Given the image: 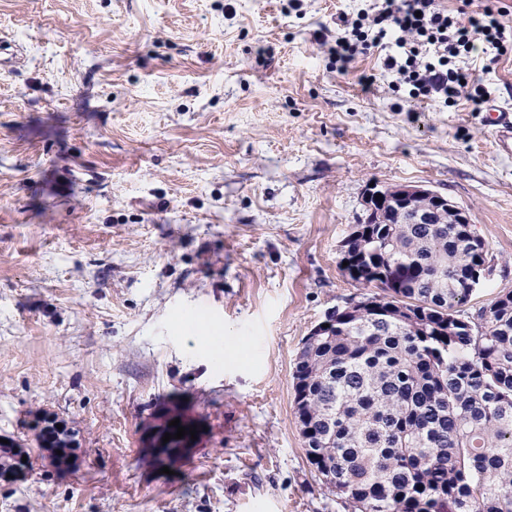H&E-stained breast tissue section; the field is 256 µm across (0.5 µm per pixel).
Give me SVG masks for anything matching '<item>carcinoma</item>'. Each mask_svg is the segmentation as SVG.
Returning a JSON list of instances; mask_svg holds the SVG:
<instances>
[{
	"label": "carcinoma",
	"mask_w": 512,
	"mask_h": 512,
	"mask_svg": "<svg viewBox=\"0 0 512 512\" xmlns=\"http://www.w3.org/2000/svg\"><path fill=\"white\" fill-rule=\"evenodd\" d=\"M346 243L351 280L403 274L303 338L293 402L308 462L352 512H512V290L462 310L482 239L442 212L356 224Z\"/></svg>",
	"instance_id": "obj_1"
}]
</instances>
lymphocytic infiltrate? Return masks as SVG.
Wrapping results in <instances>:
<instances>
[{
	"instance_id": "f902f5d3",
	"label": "lymphocytic infiltrate",
	"mask_w": 512,
	"mask_h": 512,
	"mask_svg": "<svg viewBox=\"0 0 512 512\" xmlns=\"http://www.w3.org/2000/svg\"><path fill=\"white\" fill-rule=\"evenodd\" d=\"M505 10L496 4L450 13L436 0H377L372 11L351 17L340 14L336 61L345 65L356 56L380 53L384 70L394 73L396 87L413 99H440L450 107L466 101L470 111H484L488 88L475 83L461 61L478 45L505 56L512 50V32Z\"/></svg>"
}]
</instances>
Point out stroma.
Segmentation results:
<instances>
[{"label":"stroma","instance_id":"35a3bbf8","mask_svg":"<svg viewBox=\"0 0 512 512\" xmlns=\"http://www.w3.org/2000/svg\"><path fill=\"white\" fill-rule=\"evenodd\" d=\"M372 4L0 0V435L33 462L0 512H351L292 374L376 292L339 266L369 185L467 210L487 264L465 313L512 289V156L483 113L408 112L376 58L336 67L339 13ZM172 403L203 432L167 475L141 438ZM43 415L68 469L39 457Z\"/></svg>","mask_w":512,"mask_h":512}]
</instances>
